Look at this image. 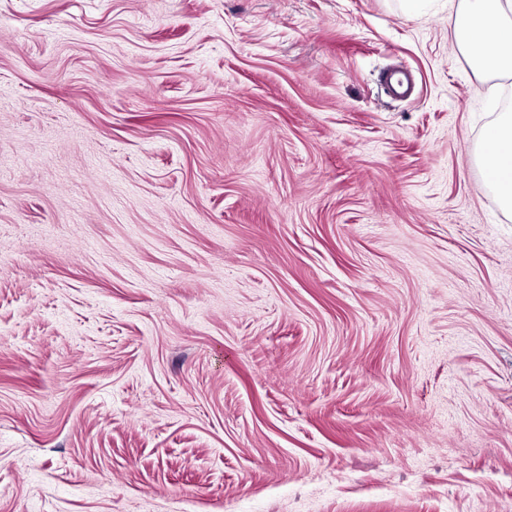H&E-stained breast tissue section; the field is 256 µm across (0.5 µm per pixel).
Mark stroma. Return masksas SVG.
Masks as SVG:
<instances>
[{"label": "stroma", "mask_w": 512, "mask_h": 512, "mask_svg": "<svg viewBox=\"0 0 512 512\" xmlns=\"http://www.w3.org/2000/svg\"><path fill=\"white\" fill-rule=\"evenodd\" d=\"M455 17L0 0V512H512V80ZM486 186L501 209L512 213V111L499 112L483 137L477 156Z\"/></svg>", "instance_id": "obj_1"}]
</instances>
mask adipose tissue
Instances as JSON below:
<instances>
[{
    "label": "adipose tissue",
    "instance_id": "adipose-tissue-1",
    "mask_svg": "<svg viewBox=\"0 0 512 512\" xmlns=\"http://www.w3.org/2000/svg\"><path fill=\"white\" fill-rule=\"evenodd\" d=\"M454 47L484 78H512V0H462L454 26ZM486 186L503 211L512 213V111L499 113L477 156Z\"/></svg>",
    "mask_w": 512,
    "mask_h": 512
}]
</instances>
